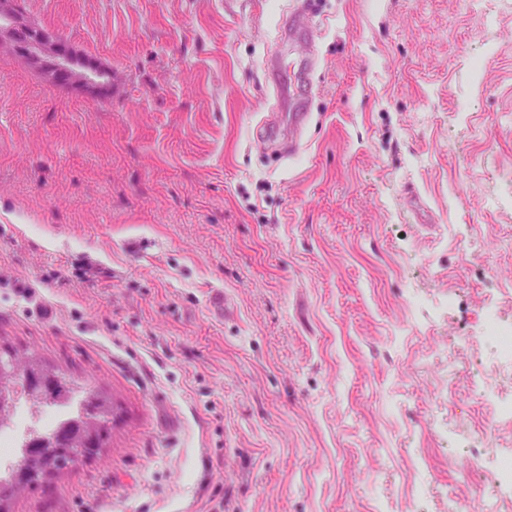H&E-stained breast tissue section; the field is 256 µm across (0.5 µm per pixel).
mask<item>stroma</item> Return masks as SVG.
Wrapping results in <instances>:
<instances>
[{"label":"stroma","instance_id":"stroma-1","mask_svg":"<svg viewBox=\"0 0 512 512\" xmlns=\"http://www.w3.org/2000/svg\"><path fill=\"white\" fill-rule=\"evenodd\" d=\"M16 2L110 83L0 44V341L117 418L12 512H482L512 0Z\"/></svg>","mask_w":512,"mask_h":512}]
</instances>
